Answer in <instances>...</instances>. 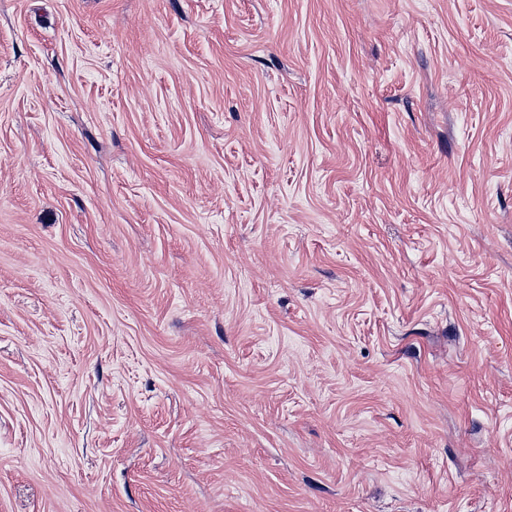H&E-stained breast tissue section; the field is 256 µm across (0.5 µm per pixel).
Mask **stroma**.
Here are the masks:
<instances>
[{
    "mask_svg": "<svg viewBox=\"0 0 512 512\" xmlns=\"http://www.w3.org/2000/svg\"><path fill=\"white\" fill-rule=\"evenodd\" d=\"M0 512H512V0H0Z\"/></svg>",
    "mask_w": 512,
    "mask_h": 512,
    "instance_id": "1",
    "label": "stroma"
}]
</instances>
